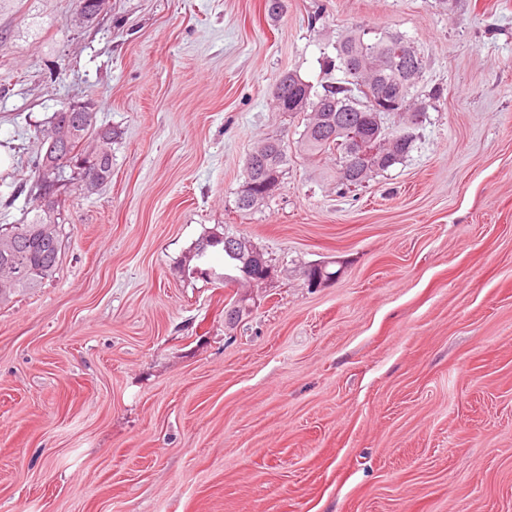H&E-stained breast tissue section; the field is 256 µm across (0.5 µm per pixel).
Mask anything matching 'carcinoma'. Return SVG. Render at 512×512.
I'll return each instance as SVG.
<instances>
[{"instance_id":"1","label":"carcinoma","mask_w":512,"mask_h":512,"mask_svg":"<svg viewBox=\"0 0 512 512\" xmlns=\"http://www.w3.org/2000/svg\"><path fill=\"white\" fill-rule=\"evenodd\" d=\"M328 65L343 72L344 79L322 85L317 89L297 74L286 72L275 81L280 96L274 99L280 112H308L309 122L300 133L298 147L310 155L336 153L337 170L348 162V151L340 136L329 137L321 129H315L328 116L339 128L360 129L367 109L369 95L378 93L391 102L402 103L400 116L411 113L423 117L426 103L416 100L414 90L423 69L422 57L414 46L402 35L377 33L367 37L365 32L351 31L336 46V59ZM47 129L34 128L38 140L55 139L56 148L73 159L96 161L101 173V184L112 179V143L117 133L112 127L97 124L94 112H54ZM413 122L396 132L387 134V159L382 164L369 168L359 181H368L373 176L387 171L400 163L410 152L416 140ZM254 160L252 171L245 175L238 192L236 207L249 212L266 204L281 189L285 165L288 162V141L282 137H267L260 140L251 151ZM45 156L39 155L35 162L34 183L31 196L38 199L41 190L57 186L64 194L72 190H83L75 177L76 168L61 170L47 167ZM34 216L24 224L0 225V302L12 295L42 284L56 270L62 249V224L65 218L61 210L52 213L34 205ZM210 245L206 251L195 246L186 260L188 273L203 267L213 251L224 252V263L236 274L211 272L217 279L226 282H243V260L224 250V234L211 232L201 238Z\"/></svg>"}]
</instances>
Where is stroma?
Here are the masks:
<instances>
[{"instance_id":"1","label":"stroma","mask_w":512,"mask_h":512,"mask_svg":"<svg viewBox=\"0 0 512 512\" xmlns=\"http://www.w3.org/2000/svg\"><path fill=\"white\" fill-rule=\"evenodd\" d=\"M268 3L0 6V224L31 208L34 125L89 103L120 133L111 182L62 197L53 276L0 303V512H512V0ZM364 26L412 41L430 102L401 164L340 191L268 88ZM280 135L281 189L239 212ZM211 231L274 278L185 276ZM254 166L245 174L244 183L238 192L236 207L239 211L249 212L266 204L281 189L285 165L288 162V138L267 137L253 148ZM272 180L277 182L271 189Z\"/></svg>"}]
</instances>
